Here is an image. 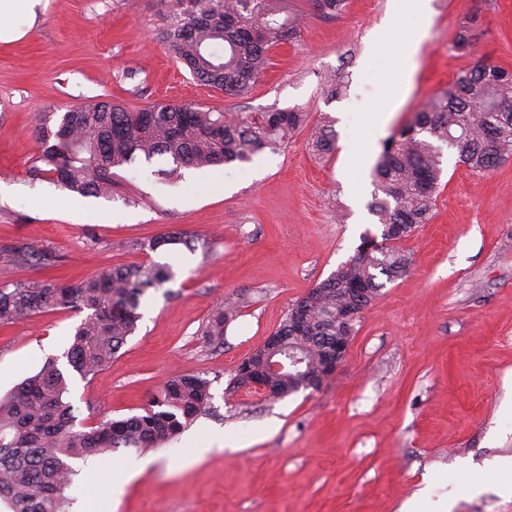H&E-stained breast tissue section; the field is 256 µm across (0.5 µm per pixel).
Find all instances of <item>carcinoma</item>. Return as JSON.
Wrapping results in <instances>:
<instances>
[{
    "mask_svg": "<svg viewBox=\"0 0 512 512\" xmlns=\"http://www.w3.org/2000/svg\"><path fill=\"white\" fill-rule=\"evenodd\" d=\"M345 0H311L313 11L334 17ZM162 37L193 78L239 96L258 80L274 48L295 39L301 15L292 0H165ZM37 130L39 155L31 180L51 181L81 197L110 196L116 169L142 156H159L170 167L157 174L179 176L184 168L244 163L265 148L279 149L306 124V113L285 110L236 116L193 105L154 104L131 111L110 101L68 106L56 130ZM447 144L471 171H491L512 156V71L475 61L448 87L425 101L414 120L383 143L374 168L372 215L382 226L374 249L339 264L286 314L262 351H273L283 371L265 376L287 396L312 388L338 336H354V324L338 319L357 304L368 307L385 282L406 271L399 249L427 222L440 188L441 149ZM132 247L157 258L119 266L76 282H15L0 287V325H12L59 307L85 313L64 352L66 365L49 360L36 374L0 396V512H66V490L80 460L121 448H157L179 435L209 407L212 381L198 374L168 378L143 413L95 425L76 424L69 375L94 376L112 363L141 319V299L152 288L175 281L179 254L201 252L211 242L198 233L170 229ZM12 259L35 270L59 265L60 257L33 246L9 250ZM353 288L366 290L357 300ZM246 298L211 314L202 334L224 344V329ZM292 373L294 386L283 375Z\"/></svg>",
    "mask_w": 512,
    "mask_h": 512,
    "instance_id": "cac0c4a2",
    "label": "carcinoma"
}]
</instances>
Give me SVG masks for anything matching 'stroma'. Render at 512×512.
<instances>
[{
	"label": "stroma",
	"mask_w": 512,
	"mask_h": 512,
	"mask_svg": "<svg viewBox=\"0 0 512 512\" xmlns=\"http://www.w3.org/2000/svg\"><path fill=\"white\" fill-rule=\"evenodd\" d=\"M271 51L252 89L230 96L193 79L160 38L164 0H48L28 35L0 44V249L32 243L61 263L36 271L0 257V286L78 278L140 264L129 241L178 228L208 236V260L182 252L166 288L112 364L72 376L78 422L141 413L168 378L211 380L210 408L162 447L78 462L68 512H400L413 497L451 512H512L493 476L512 462V157L481 176L442 157L431 217L400 248L407 270L356 320L336 374L320 389L269 398L230 388L237 365L289 308L379 234L370 212L383 142L476 59L512 69V0H430L409 90L379 134L366 127L398 72L416 21L404 0H346ZM468 31L471 49L454 41ZM112 99L212 112L306 113L286 147L248 163L159 178L161 159L120 170L109 197L69 194L27 171L41 116ZM331 126L335 147L313 148ZM248 295L223 345L202 328L212 309ZM82 318L59 308L0 327V395L62 356ZM205 447L204 456L194 453Z\"/></svg>",
	"instance_id": "obj_1"
}]
</instances>
